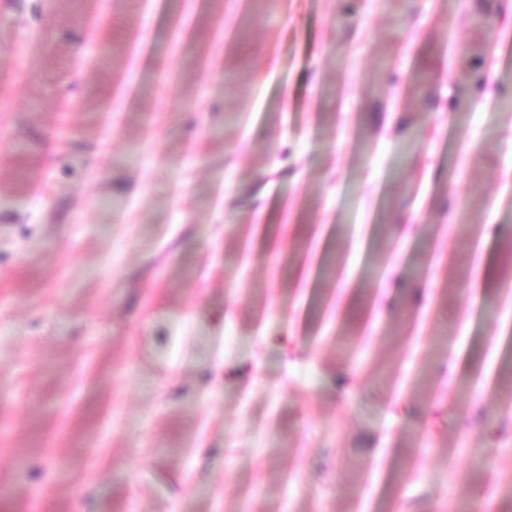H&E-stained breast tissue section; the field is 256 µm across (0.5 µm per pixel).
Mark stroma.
Returning <instances> with one entry per match:
<instances>
[{
  "label": "stroma",
  "mask_w": 512,
  "mask_h": 512,
  "mask_svg": "<svg viewBox=\"0 0 512 512\" xmlns=\"http://www.w3.org/2000/svg\"><path fill=\"white\" fill-rule=\"evenodd\" d=\"M510 283L512 0H0V512H512ZM494 389L498 392L501 407L496 418L499 420V425H503L510 413L512 414V368L504 371L499 369Z\"/></svg>",
  "instance_id": "obj_1"
}]
</instances>
